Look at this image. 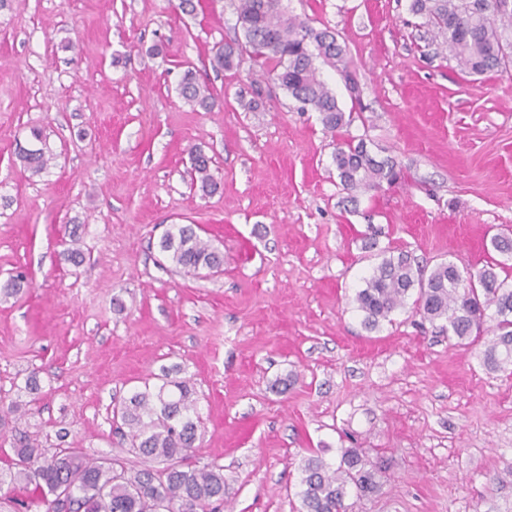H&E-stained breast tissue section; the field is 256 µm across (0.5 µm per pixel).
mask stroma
Returning <instances> with one entry per match:
<instances>
[{"mask_svg": "<svg viewBox=\"0 0 512 512\" xmlns=\"http://www.w3.org/2000/svg\"><path fill=\"white\" fill-rule=\"evenodd\" d=\"M178 4L0 7V285L29 277L0 296V463L25 435L143 467L112 410L167 373L195 393L188 463L223 469L224 512H298L305 460L335 465L345 448L381 468L380 491L347 512H512V374L412 307L370 331L352 302L384 256L475 271L492 234L512 236V66L465 73L410 0H284L347 46L359 101L320 67L353 116L333 135L249 56L212 67V47L241 36L230 0ZM189 69L211 110L180 97ZM35 129L53 156L37 176L16 159ZM361 136L399 183L342 189L334 148ZM197 150L210 195L191 180ZM178 224L197 225L220 270L162 267ZM73 231L80 265L61 257ZM211 158L195 151L192 155V165L197 180L200 182L201 189L208 192L216 185L213 174L210 169Z\"/></svg>", "mask_w": 512, "mask_h": 512, "instance_id": "obj_1", "label": "stroma"}]
</instances>
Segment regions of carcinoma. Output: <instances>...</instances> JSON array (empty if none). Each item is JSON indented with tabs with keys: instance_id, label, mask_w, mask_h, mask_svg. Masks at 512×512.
<instances>
[{
	"instance_id": "obj_1",
	"label": "carcinoma",
	"mask_w": 512,
	"mask_h": 512,
	"mask_svg": "<svg viewBox=\"0 0 512 512\" xmlns=\"http://www.w3.org/2000/svg\"><path fill=\"white\" fill-rule=\"evenodd\" d=\"M242 40L216 49L211 65L230 69L244 53L266 69L267 78L300 103V110L319 114L325 131L334 134L350 124L336 96L322 79L316 61L342 70L352 99L357 87L347 70L346 50L327 29L287 13L283 0H232ZM410 11L443 36L458 64L470 74L482 75L512 64V42L502 31L512 29V0H411ZM178 91L189 105L204 110L215 102L209 86L190 70L184 72ZM19 159L27 171L38 175L51 157L44 148H21ZM340 185L348 192L378 191L398 180L397 163L380 157L364 138L336 145L332 155ZM211 158L196 152L192 165L201 189L215 181ZM160 252L187 274L219 269L224 256L201 237L193 224L178 226L159 241ZM64 259L75 265L85 261L77 233L70 235ZM415 296V312L463 346H486L484 365L493 371L512 366V285L490 266L478 272L451 262L422 267L403 253L385 257L365 279L353 298L364 315L363 324L375 330ZM494 309L493 324L486 311ZM116 416L128 429L129 451L166 464L161 470L134 469L118 458L89 459L69 448L51 455L32 443L13 449L7 470L0 472L3 486L20 488L19 501L0 493V509L7 512H222L224 472L203 466L184 468L197 440L200 421L195 399L186 382L164 381L155 391L133 393ZM298 496L301 512H345L350 491L361 496L380 490L376 471L359 451L347 448L332 467L317 456L302 469Z\"/></svg>"
}]
</instances>
